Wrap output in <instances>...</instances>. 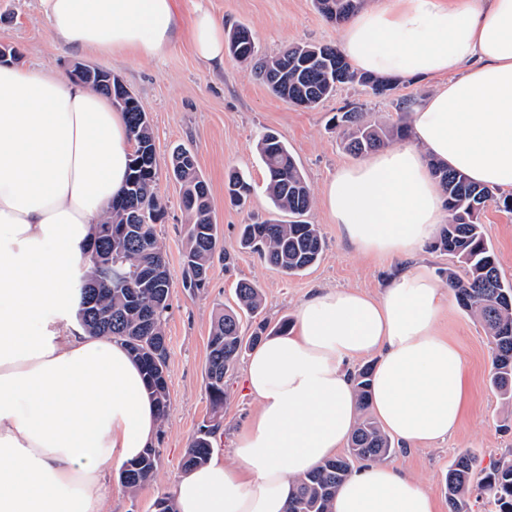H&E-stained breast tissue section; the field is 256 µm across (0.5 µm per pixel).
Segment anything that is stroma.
<instances>
[{
    "label": "stroma",
    "instance_id": "1",
    "mask_svg": "<svg viewBox=\"0 0 512 512\" xmlns=\"http://www.w3.org/2000/svg\"><path fill=\"white\" fill-rule=\"evenodd\" d=\"M207 9L225 26H247L258 55L276 52L288 44L338 45L341 28L328 21L313 0H177L180 23L190 29L198 9ZM0 43L13 47L22 66L64 76L68 63L82 61L111 71L138 98L151 125L156 147L155 191L166 207L158 227L171 277L170 307L165 315L170 407L153 445L157 471L136 493L113 482L109 490L112 512H152L153 502L171 495L183 469V457L199 427L212 415L206 394L207 343L214 320L234 307L238 281L256 282L262 290V318L270 325L294 318L297 307L315 288H354L378 294L398 258L363 255L337 231L322 201H315L305 216L318 225L324 240L320 260L304 272L286 276L238 245L240 224L248 218H268L274 211L266 191V177L256 151L259 137L277 132L287 144L313 193H320L336 171L355 158L343 147L332 118L344 106L362 107L369 120L410 122L400 111L402 98L422 104L433 93L434 82L399 77L387 95L377 96L365 86L347 84L318 106L305 109L273 95L257 81L249 66L225 57L224 66L210 69L196 55L187 34L162 54L137 58L96 51L82 53L58 45L40 17L38 0H0ZM190 149L210 189L214 221L225 256L215 257L207 287L190 293L182 285L184 231L187 215L181 188L170 174L177 148ZM238 171L253 190L244 209L225 199L229 171ZM486 237L499 257L500 272L512 281V214L488 205L480 216ZM449 315L441 328L459 343L471 380V401L457 434L426 449L394 448L388 461L414 476L431 492L439 512H448L444 476L462 451L482 463L512 453V405H504L488 383L490 354L479 321L457 300H450ZM243 364H236L224 383L226 401L215 451L231 454L237 435L254 413L256 404L242 387Z\"/></svg>",
    "mask_w": 512,
    "mask_h": 512
}]
</instances>
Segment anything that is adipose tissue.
Here are the masks:
<instances>
[{"label": "adipose tissue", "mask_w": 512, "mask_h": 512, "mask_svg": "<svg viewBox=\"0 0 512 512\" xmlns=\"http://www.w3.org/2000/svg\"><path fill=\"white\" fill-rule=\"evenodd\" d=\"M38 6L72 50L146 58L181 37L175 0ZM192 39L202 60L223 66L222 22L199 12ZM340 49L360 71L437 82L409 143L341 168L322 188L358 252L403 264L376 296L312 290L288 333L249 355L256 410L231 458L214 453L180 474L177 512H286L296 479L349 441L360 409L348 368L365 356L378 357L370 409L407 449L455 435L468 405L462 353L440 329L448 292L410 258L448 219L429 159L512 191V0H373L345 23ZM130 153L125 115L105 96L0 66V512H107L109 466L137 458L159 428L125 346L70 321L72 273ZM332 512H437V502L401 469L367 463Z\"/></svg>", "instance_id": "obj_1"}]
</instances>
